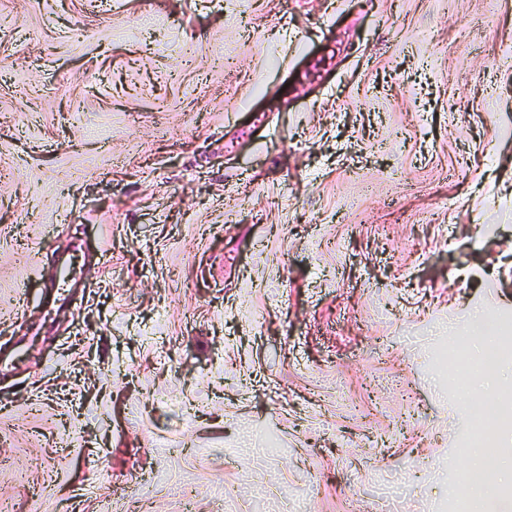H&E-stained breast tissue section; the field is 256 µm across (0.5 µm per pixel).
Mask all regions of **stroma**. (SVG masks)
Segmentation results:
<instances>
[{"mask_svg": "<svg viewBox=\"0 0 512 512\" xmlns=\"http://www.w3.org/2000/svg\"><path fill=\"white\" fill-rule=\"evenodd\" d=\"M512 326V0H0L10 512H448ZM481 512H512V424ZM484 331L489 343L485 347L479 363L480 371L487 376L498 373L506 354L511 350L512 337L506 329L496 323H487Z\"/></svg>", "mask_w": 512, "mask_h": 512, "instance_id": "stroma-1", "label": "stroma"}]
</instances>
